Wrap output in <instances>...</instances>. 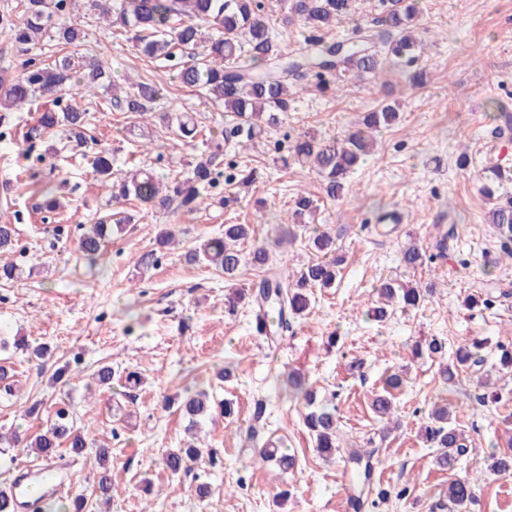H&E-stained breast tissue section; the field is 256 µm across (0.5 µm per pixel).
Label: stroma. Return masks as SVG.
<instances>
[{
	"label": "stroma",
	"instance_id": "1",
	"mask_svg": "<svg viewBox=\"0 0 512 512\" xmlns=\"http://www.w3.org/2000/svg\"><path fill=\"white\" fill-rule=\"evenodd\" d=\"M419 6L415 34L426 49L415 67L425 74L423 84L413 85L398 69L385 70L380 86L367 78L332 93L308 84L256 145H225L213 193L235 196L229 207L155 213L133 199L113 201L91 156L65 132L28 148L22 134L34 123V110H0V184L12 186L0 192V221L17 229L12 259L20 269L18 279L0 282V364L11 368L16 384L14 396L0 398V431L16 427L35 435L64 408L92 438L108 444L109 504L91 496L94 456L74 465L59 462L67 497L88 496V512H352L342 490L346 466L317 453L303 425L304 409L287 386L292 372L335 407L343 445L370 454L372 485L390 489L385 502L362 512H434L445 500L451 475L435 466V445L417 434L419 414L437 404L448 406L466 439L459 473L480 477L468 512H512V475L489 469L512 431V372L498 368L499 346H512V262L500 258L501 240L481 193L492 160L512 164V141L493 135L490 108L496 101L512 113V0H419ZM79 23L88 33L83 51L109 63L115 84L145 81L162 92L156 112L143 117L114 108L103 91L80 99L91 136L114 155L115 178L142 167L169 179L187 176L203 139L231 124L232 114L181 87L168 63L137 54L123 31L85 14ZM386 99L399 103V118L379 132L373 153L341 198L327 197L309 167L273 163L275 147L304 134L339 140ZM164 112L193 113L200 140H177L160 118ZM36 153L42 163L33 162ZM462 153L468 156L463 175L456 168ZM33 164L61 202L53 213L36 208L38 197L26 178ZM301 192L318 201L313 225L335 238L339 274L334 287L313 289L309 308L273 343L255 332L251 306L231 310L225 303L233 291H254L266 270L248 266L228 280L210 267L186 263L184 255L199 239L222 235L225 225L249 224L270 245L268 270L316 259L304 228H297L291 243L274 244ZM116 211L125 212L129 223L113 232L98 261L88 263L77 250L79 236ZM392 211L400 213L399 223H379L381 214ZM168 224L177 245L168 247L159 266L142 269L139 257L155 249ZM450 227L455 237L446 253L437 254L435 244ZM409 242L430 256L415 270L399 262ZM383 281L415 283L427 296L418 308L397 307L376 321L367 311ZM331 335L338 339L332 348ZM17 339L27 341L29 350L14 348ZM431 339L444 343L441 356H412L415 342ZM476 340L489 343L482 369L443 381L439 370L452 363L456 347ZM42 344L47 357L31 355V347ZM106 363L137 372L139 385L130 389L119 380L108 390L87 389L90 374ZM65 365L69 373L54 380ZM227 366L232 376L218 380ZM392 373L408 381L395 393L400 427L388 433L370 400ZM187 387L209 392L212 403L231 402L234 413L203 422L207 455L193 474L173 477L160 459L166 449L185 446L187 420L163 408L161 398ZM34 398L43 402L39 416L23 418ZM260 400L265 421L251 443L247 433ZM278 439L297 457L285 474L255 461L260 447ZM199 477L216 489L203 501L194 491ZM146 478L153 484L148 495L142 491ZM409 478L414 485L408 494L394 495Z\"/></svg>",
	"mask_w": 512,
	"mask_h": 512
}]
</instances>
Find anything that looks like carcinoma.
I'll use <instances>...</instances> for the list:
<instances>
[{
  "instance_id": "cac0c4a2",
  "label": "carcinoma",
  "mask_w": 512,
  "mask_h": 512,
  "mask_svg": "<svg viewBox=\"0 0 512 512\" xmlns=\"http://www.w3.org/2000/svg\"><path fill=\"white\" fill-rule=\"evenodd\" d=\"M73 0H25L23 17L14 18L8 13L0 14V31L9 35L19 52L26 55L21 61L20 73L9 75L0 71V108L9 104L30 105L38 101L51 103L42 108L37 124L26 138L41 136L62 127L69 136L83 142L84 129L88 125L87 112L77 104H63L64 96L76 85L89 94L110 84L109 67L96 55H85L78 59L69 56L47 62L30 51L44 39H54L63 45L79 46L86 32L72 20ZM85 8L95 10L98 16L133 33L136 47L143 55L169 60L177 47L190 57V63L178 69L176 78L186 87L198 90L212 102L224 106V111L235 115L237 124L229 129L228 136L244 137L252 142L261 137L265 126L277 123V113L288 106V98L298 90V81L308 73H314L323 85L329 79L339 82L348 79L361 80L367 75L378 76L383 71V60L373 49L374 35L363 28L347 42H330L322 37L310 36L297 52L290 55L272 35L265 17L262 0H86ZM353 0H289L287 21L298 18L303 26L315 31L331 29L349 16ZM417 0H386L383 21L390 32L388 55L395 66H411L417 58V43L412 29L418 19ZM247 58L248 63L241 62ZM160 89L148 82L131 85L125 93L128 111L143 115L155 110ZM398 105L385 103L379 111L368 113L359 128L349 132L342 142L324 143L304 135L291 148L292 156L311 168L323 178L325 191L332 199L340 198L346 191L347 177L369 152L374 134L398 119ZM92 165L102 186L111 190L113 198L132 197L155 211L170 209L193 213L206 208L204 191L219 183L220 174L212 168V158L200 159L184 179H173L160 184L150 174L134 177L112 184V155L99 150L94 153ZM485 190L493 195L492 186L512 181V167L496 162L487 168ZM27 178L37 186L44 197L48 210L60 207V202L51 197L52 189L41 186L39 170H27ZM316 209L315 200L300 194L294 201L287 225L279 235L281 242L293 239L292 227L305 223ZM502 239L504 256L512 259V196L497 199L489 213ZM112 216L101 218L78 240V249L91 261L102 254L106 239L112 228H121L126 218L120 217L110 225ZM253 235L249 224H226L224 235L200 243L185 253L190 264H206L227 277L234 276L243 266L264 267L269 261L265 245L254 247L248 253L239 244ZM16 229L12 224H0V252L13 250ZM312 249L328 255L335 252V241L321 232L310 238ZM426 252L410 244L400 250L399 261L407 269L415 270L424 265ZM338 261L318 259L309 262L291 276L278 274L262 280L258 293L251 294V302L261 309L274 312L277 329L289 327V318L302 314L310 305L309 290L329 288L336 281ZM380 305L372 309L378 321L388 315V308L401 304L415 308L423 301V292L414 287L397 288L385 282L378 288ZM483 362L481 356L470 347L458 348L454 367L444 369V375L452 378L454 370L469 369ZM290 388L303 396L306 413L304 424L320 452L330 455L336 452L338 424L335 409L317 402L316 395L304 388L301 375L288 376ZM398 374L386 378L382 390L374 394L372 409L380 419H390L394 407L392 391L403 386ZM180 410L189 423L210 415L211 405L199 393L188 394ZM420 432L428 442L437 445L439 452L435 466L441 471L456 469L460 456L466 452L458 433L449 418L446 408H435L428 414V421ZM27 444L39 457L48 460L59 457L62 445H67L73 458L82 456L89 441L83 430L74 426L65 409L56 411L45 430L34 439L17 432L0 433V455L2 449L16 448ZM98 472L96 475V497L108 501L112 497V466L109 462L112 451L103 446L94 449ZM205 449L187 444L184 448L171 449L162 457L164 469L172 476L191 470V463L204 454ZM343 453L354 464L353 478L364 484L370 482L371 463L358 467L363 456L355 448H345ZM262 463H270L286 472L296 465V456L277 445L263 448L259 452ZM475 497V481L468 474L456 476L448 484V503L457 512H464Z\"/></svg>"
}]
</instances>
